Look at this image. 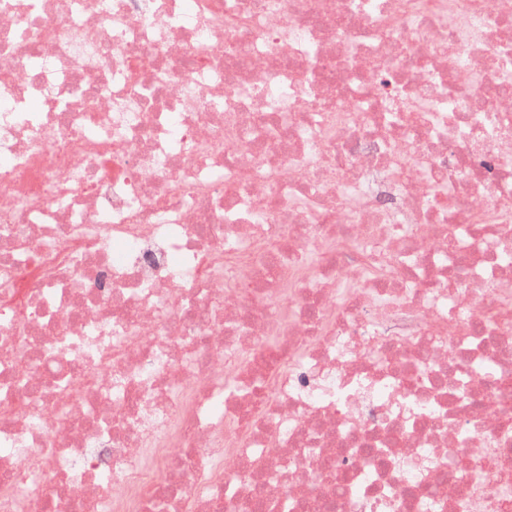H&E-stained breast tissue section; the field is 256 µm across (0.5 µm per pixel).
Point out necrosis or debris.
Returning a JSON list of instances; mask_svg holds the SVG:
<instances>
[{"instance_id": "obj_1", "label": "necrosis or debris", "mask_w": 512, "mask_h": 512, "mask_svg": "<svg viewBox=\"0 0 512 512\" xmlns=\"http://www.w3.org/2000/svg\"><path fill=\"white\" fill-rule=\"evenodd\" d=\"M510 299L512 0H0V512H512Z\"/></svg>"}]
</instances>
